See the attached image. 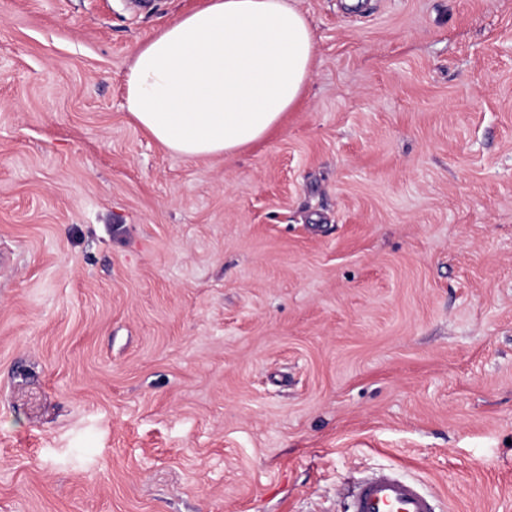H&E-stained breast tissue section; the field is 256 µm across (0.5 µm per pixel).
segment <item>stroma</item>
Returning <instances> with one entry per match:
<instances>
[{"instance_id": "1", "label": "stroma", "mask_w": 512, "mask_h": 512, "mask_svg": "<svg viewBox=\"0 0 512 512\" xmlns=\"http://www.w3.org/2000/svg\"><path fill=\"white\" fill-rule=\"evenodd\" d=\"M204 0H0V512H512V0H290L264 140L125 98ZM350 512H437L434 499L412 480L383 471L355 487Z\"/></svg>"}]
</instances>
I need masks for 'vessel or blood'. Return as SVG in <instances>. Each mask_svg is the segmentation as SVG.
Segmentation results:
<instances>
[{"label":"vessel or blood","instance_id":"obj_1","mask_svg":"<svg viewBox=\"0 0 512 512\" xmlns=\"http://www.w3.org/2000/svg\"><path fill=\"white\" fill-rule=\"evenodd\" d=\"M351 512H436L433 498L412 480L383 471L355 487Z\"/></svg>","mask_w":512,"mask_h":512}]
</instances>
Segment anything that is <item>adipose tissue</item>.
Instances as JSON below:
<instances>
[{
  "label": "adipose tissue",
  "mask_w": 512,
  "mask_h": 512,
  "mask_svg": "<svg viewBox=\"0 0 512 512\" xmlns=\"http://www.w3.org/2000/svg\"><path fill=\"white\" fill-rule=\"evenodd\" d=\"M313 55L310 26L288 0H208L137 49L128 110L176 154H229L295 106Z\"/></svg>",
  "instance_id": "adipose-tissue-1"
}]
</instances>
